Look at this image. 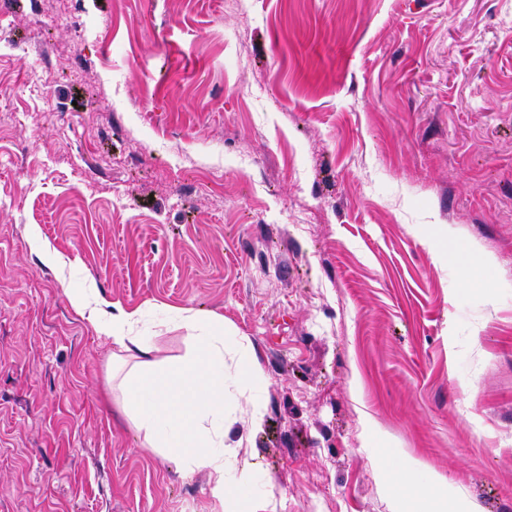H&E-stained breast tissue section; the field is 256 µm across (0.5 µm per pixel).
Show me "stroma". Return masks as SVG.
<instances>
[{"label": "stroma", "instance_id": "1", "mask_svg": "<svg viewBox=\"0 0 512 512\" xmlns=\"http://www.w3.org/2000/svg\"><path fill=\"white\" fill-rule=\"evenodd\" d=\"M79 292L223 321L264 512H512V0H0V512H239ZM237 346L244 356L243 367L239 371L238 378L255 393L264 385V377L259 367L254 362L253 356L251 355L248 347L239 342H237Z\"/></svg>", "mask_w": 512, "mask_h": 512}]
</instances>
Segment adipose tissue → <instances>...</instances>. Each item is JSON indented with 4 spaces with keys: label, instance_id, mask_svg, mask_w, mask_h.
I'll list each match as a JSON object with an SVG mask.
<instances>
[{
    "label": "adipose tissue",
    "instance_id": "1",
    "mask_svg": "<svg viewBox=\"0 0 512 512\" xmlns=\"http://www.w3.org/2000/svg\"><path fill=\"white\" fill-rule=\"evenodd\" d=\"M137 321V313L120 310L105 328L114 344L145 357L118 386L122 409L144 430L149 449L169 450L187 470H207L219 499L242 497L255 468L239 449L224 445L223 322L182 316L191 349L180 361L167 362L150 360L149 337L132 333Z\"/></svg>",
    "mask_w": 512,
    "mask_h": 512
}]
</instances>
